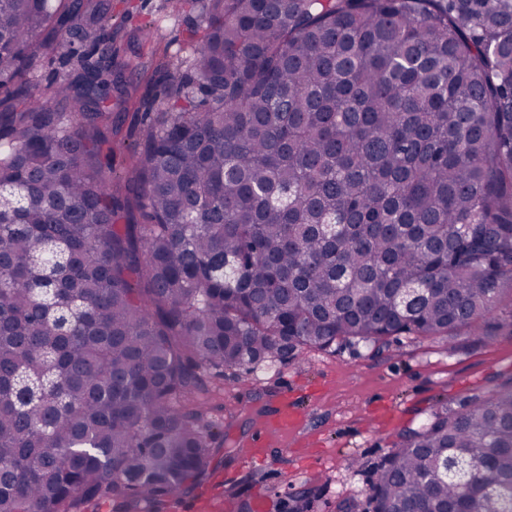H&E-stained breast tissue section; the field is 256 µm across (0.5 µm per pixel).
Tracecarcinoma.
<instances>
[{
    "instance_id": "carcinoma-1",
    "label": "carcinoma",
    "mask_w": 512,
    "mask_h": 512,
    "mask_svg": "<svg viewBox=\"0 0 512 512\" xmlns=\"http://www.w3.org/2000/svg\"><path fill=\"white\" fill-rule=\"evenodd\" d=\"M183 4L121 187L112 0H0V512H164L221 447L205 367L512 325V0ZM368 501L512 512V385Z\"/></svg>"
}]
</instances>
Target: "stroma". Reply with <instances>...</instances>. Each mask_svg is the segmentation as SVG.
I'll return each instance as SVG.
<instances>
[{
	"instance_id": "35a3bbf8",
	"label": "stroma",
	"mask_w": 512,
	"mask_h": 512,
	"mask_svg": "<svg viewBox=\"0 0 512 512\" xmlns=\"http://www.w3.org/2000/svg\"><path fill=\"white\" fill-rule=\"evenodd\" d=\"M173 3L112 0L114 20L133 13L115 38L116 61L125 67L131 96L116 138L119 174L139 139L132 114L144 82L127 67L133 49L177 47L195 25L194 14L174 10ZM145 24L149 35L137 36L136 26ZM458 340L454 352L440 338L392 339L377 353L344 344L333 351L308 350L299 359L289 356L250 375L228 369L209 376L212 416L224 447L208 479L180 495L176 512H251L258 495L267 498L268 512H283L306 490L311 512H336L344 498L355 500L356 512H366L368 476L400 431L418 426L441 406L455 408L512 383V331L499 330L486 343L463 329ZM285 385L301 405V425L270 444L267 456H251L248 448Z\"/></svg>"
}]
</instances>
